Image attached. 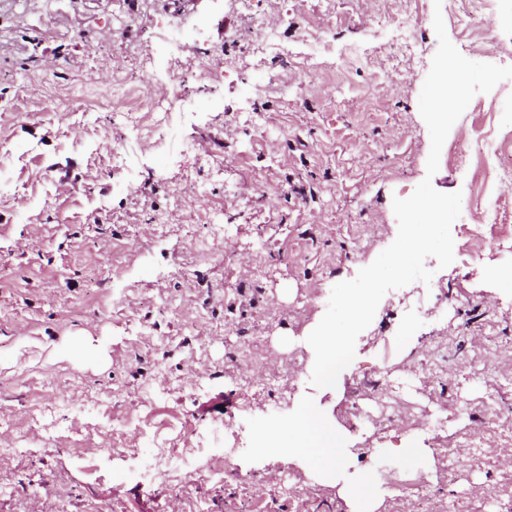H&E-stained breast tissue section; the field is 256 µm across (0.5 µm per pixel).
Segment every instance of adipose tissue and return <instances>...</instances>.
<instances>
[{"instance_id": "ef3b65f1", "label": "adipose tissue", "mask_w": 512, "mask_h": 512, "mask_svg": "<svg viewBox=\"0 0 512 512\" xmlns=\"http://www.w3.org/2000/svg\"><path fill=\"white\" fill-rule=\"evenodd\" d=\"M338 445L336 430L322 425L314 415L305 412L298 420L274 434L267 447L287 455L292 461L317 456V471L329 474L335 471L341 457Z\"/></svg>"}]
</instances>
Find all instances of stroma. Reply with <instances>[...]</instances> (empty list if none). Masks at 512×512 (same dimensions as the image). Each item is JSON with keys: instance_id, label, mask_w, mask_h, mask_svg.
Returning <instances> with one entry per match:
<instances>
[{"instance_id": "stroma-1", "label": "stroma", "mask_w": 512, "mask_h": 512, "mask_svg": "<svg viewBox=\"0 0 512 512\" xmlns=\"http://www.w3.org/2000/svg\"><path fill=\"white\" fill-rule=\"evenodd\" d=\"M438 13L464 57L512 66V0H497L484 39L472 0H253L248 14L233 0H0V512H360L339 491L365 474L386 512L382 469L442 467L433 512L451 501L455 512H512L500 495L512 452L468 455L474 435L493 433L490 398L498 421H512V289L496 280L511 251L476 245L454 221V261L438 272L452 312L420 314L385 294L335 387L312 385L314 351L296 343L334 285L392 244L393 199L427 178L419 97ZM398 14L417 20L407 49ZM256 19L278 25L286 64L266 53L237 68L231 47ZM180 25L192 33L174 58L166 43ZM325 28L344 66L328 56L299 80L308 36ZM202 44L223 82L168 98ZM147 85L169 101L165 122L123 116ZM510 89L512 79L474 96L431 177L461 192L475 224L490 210L512 226V191L479 189L473 155L453 148L464 132L480 144L477 113H498ZM389 369L410 390L371 463L338 415L357 383ZM291 376L288 395L279 383ZM435 396L451 414L469 406L444 439L422 412ZM302 411L349 453L333 476L264 448ZM239 433L237 476L218 482ZM156 438L198 449L200 464L145 480Z\"/></svg>"}]
</instances>
